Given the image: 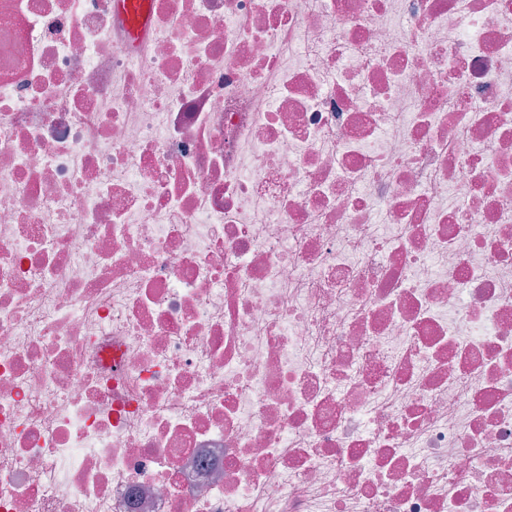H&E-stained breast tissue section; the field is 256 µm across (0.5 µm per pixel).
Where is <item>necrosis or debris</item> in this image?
Listing matches in <instances>:
<instances>
[{
    "label": "necrosis or debris",
    "instance_id": "obj_1",
    "mask_svg": "<svg viewBox=\"0 0 512 512\" xmlns=\"http://www.w3.org/2000/svg\"><path fill=\"white\" fill-rule=\"evenodd\" d=\"M0 0V512H512V0ZM118 6L128 18L132 34H137L147 23V0H118Z\"/></svg>",
    "mask_w": 512,
    "mask_h": 512
}]
</instances>
